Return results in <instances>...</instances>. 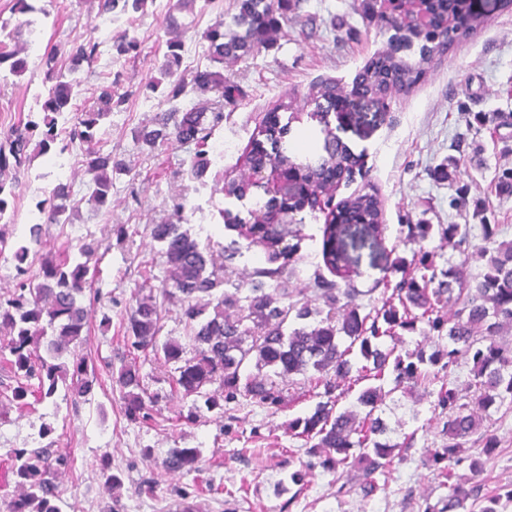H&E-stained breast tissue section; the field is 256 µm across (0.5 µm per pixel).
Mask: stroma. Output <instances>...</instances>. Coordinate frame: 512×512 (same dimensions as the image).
<instances>
[{"instance_id":"obj_1","label":"stroma","mask_w":512,"mask_h":512,"mask_svg":"<svg viewBox=\"0 0 512 512\" xmlns=\"http://www.w3.org/2000/svg\"><path fill=\"white\" fill-rule=\"evenodd\" d=\"M360 2L292 0L274 48L225 64V77L242 93L236 104L225 106L224 122L211 139L228 142L230 149L223 162L211 163L206 175L197 179L191 175L196 144L152 149L135 138L140 127L152 124L167 108L161 97L145 98L144 88L161 76L170 0H148L143 12L121 16L103 32L92 0H44L50 15L42 41L60 64H67L81 35L99 32L106 45L97 61L79 73L82 99L93 103L101 87L111 82L125 94L102 135L104 150L124 172L112 179L110 205L97 210L86 200L92 176L81 161H74L61 177L71 186L70 221L47 225L40 244L31 248L26 266L35 275L43 258L63 259L68 246L79 239L102 241L107 250L96 266V279L101 292L112 299L91 308L89 336L76 349L98 377L90 401L76 406L62 399L14 404L7 419L0 421V500L16 491L13 449L40 446L38 430L44 423L52 428L56 448L75 458L74 468L58 478L62 512H109L113 507L118 512H173L182 491L195 512H425L426 506L447 497L438 470L425 461L441 442L442 424L433 405L441 387H464L469 365L407 390L394 389L391 376L383 377L381 384L390 394L377 413L394 426L391 441L400 443L410 435L414 444L378 475V492L366 498L356 471L329 473L311 464L304 439L288 429L293 418L319 401L324 387L317 373L291 376L279 408L242 397L230 403L228 417L210 413L189 422L185 416L193 399L171 390V365L131 348L125 334L127 313L146 285L158 298L162 337L188 343L190 328L180 305L162 296L173 282L151 227L174 222L173 201L179 198L184 203L183 227L201 246L218 254L239 240L238 230L227 227L223 211L245 214L264 193L253 188L238 200L226 196L224 186L228 179L247 178L243 156L266 113L282 103L302 115L286 139L291 155L323 153V129L328 126L353 153L363 156L360 171L334 196L341 202L373 193L381 210L377 236L348 247L360 314L373 315L384 302H397L402 275L393 264L413 257L410 225L457 224L469 228L477 240L482 225L492 224L496 241H512V194L498 190L503 173L512 171V0H480L481 12L467 35L427 63H420L417 49L401 50L404 60L421 65L414 87L388 92L374 102L351 101L330 111L323 125L308 116L311 88L326 80L350 85L371 57L392 44L391 30L363 19ZM235 12V0H187L178 14L186 25L180 73L188 76L208 66L203 34L216 21L231 22ZM125 33L138 40L139 54L130 60L112 59L107 45ZM44 77V68L33 58L25 73L0 82V103L10 105L9 112L0 113L1 128L36 109ZM324 224V214H306L298 234L286 238L297 247L287 288L293 298L312 306L318 303L315 274L324 268ZM124 362L139 367L149 391L168 394L148 422L134 423L123 414L111 370ZM492 418L495 451L482 456L479 470L463 464L452 471L453 482L482 488L480 499L468 501L466 512H482L490 497L498 499V512H512V409L499 410ZM174 447L200 449L201 471L162 472L160 463ZM146 448L152 449L151 457L143 456ZM104 455L123 481L117 504L100 474ZM294 470L303 474L295 495H276L278 482ZM153 474L160 481L156 492L134 494V487Z\"/></svg>"}]
</instances>
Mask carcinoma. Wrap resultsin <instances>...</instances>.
I'll list each match as a JSON object with an SVG mask.
<instances>
[{"instance_id": "1", "label": "carcinoma", "mask_w": 512, "mask_h": 512, "mask_svg": "<svg viewBox=\"0 0 512 512\" xmlns=\"http://www.w3.org/2000/svg\"><path fill=\"white\" fill-rule=\"evenodd\" d=\"M40 0H15L13 10L26 16L14 26L0 22V71L8 69L11 75H20L28 68V59L6 50V41H19L31 34V26L41 25L49 11L38 5ZM99 12L109 15L137 13L147 0H92ZM238 13L232 17L233 29L224 31V22H217L204 38L208 42L211 63L238 61L262 48L274 44L279 34L280 18L288 12L290 0H237ZM362 15L370 23L392 29L398 39L410 45L418 40L421 59L448 49L444 25L448 14V0H434L433 13L439 15V24L426 34L405 19L385 16L376 0H362ZM181 9V3L169 7L170 33L168 54L163 65L162 80L152 81L147 90L160 93L170 108L160 113L147 126L137 131L136 139L154 148L175 141L177 143L205 144L212 129L224 121V104H231L241 94L240 88L224 80L219 70L205 69L192 78L176 76L181 62L183 42L182 24L172 14ZM100 42L89 36L82 39L70 57L67 69L57 67L49 53L41 57L46 68L44 90L37 95L40 110L28 113L6 130L0 131V223L13 224L16 220L14 201L19 177L31 174L33 157L28 152L32 138L38 136V154H47L59 142V153L71 151L74 146L87 145L83 163L94 174L93 188L88 201L104 207L112 195V173L123 168L112 163V153L95 147L94 141L100 123L108 118L113 108L125 102V95L117 93L108 84L100 89L97 104L78 111L76 102L82 96L80 83L71 77L83 64L93 63L100 54ZM135 38H120L113 44L117 58L136 57ZM362 78L378 87L388 80L400 89L410 88L418 78V70L394 55L373 58ZM195 88H211L219 93L210 113L191 109L182 110L181 99ZM310 100L323 109L336 108V85L322 83L314 87ZM271 149H266L264 142ZM337 159L344 163L347 173H353L358 158L346 147L331 144V151L321 159L326 164ZM250 167L265 163L296 165L286 154L283 143L267 136L255 139L245 157ZM324 171L295 170L292 189L266 201H256L249 215L262 213L265 223L253 229L259 239L267 242L266 258L269 266L256 271L246 286L235 285L219 292L226 281L218 276L213 254L200 248L196 239L181 230L179 224H156L152 238L162 244L175 290H163V296L180 302L182 314L192 330V356L173 339L159 341L162 330L161 311L156 297L148 293L137 296L136 304L127 319L126 332L131 347L161 356L173 366L172 386L195 396V404L185 419L197 421L203 411H222L221 402L231 403L244 395L257 403L276 407L283 399L280 382L292 375H306L314 371L325 378L324 400L316 403L313 411L294 418L289 424L296 435L310 443L306 453L316 459L321 468L337 472L356 467L360 470V489L370 497L379 489L376 475L395 457V451L408 450L412 441L402 444L382 441L379 436L388 431L387 424L374 416L383 399V387L368 386L356 398V410L333 413L338 402L335 382L329 375L346 377L357 372L380 377L390 368L394 375V389L415 386L439 376H447L461 362L472 364L471 379L464 388L442 389L437 394L434 409L442 421L441 444L431 451L432 461L440 465L441 477L448 479L456 465L463 461L479 469V460L469 448H480L489 455L497 448L495 438L480 432L483 418L469 413L474 405L484 413L512 407V344L497 340L502 328L512 325V242L494 241V228L481 225L483 244H476L460 226L439 225L448 240H457L462 260L453 271H445V279L436 280V273L412 275L402 279L397 288L404 297L402 308L384 306L375 317L360 316L356 300L359 290L350 285L340 286L322 274L315 276L316 293L322 306L292 300L284 282L288 279V252L279 250V244L288 231L274 222L275 215L284 210H315L320 204L330 203L334 188L323 187ZM71 192L69 185L58 182L38 200L45 213V223L69 222ZM354 209L343 208L331 213V222L325 225L322 239V260L326 269L340 272L341 224L367 216L373 229L380 226L377 198L365 193L350 201ZM95 253L94 243L84 242L61 261L46 258L41 275L20 281L16 291L7 298L0 297V363L13 374L15 386L7 401L22 403L32 395L39 402L53 399L64 389V399L73 404L88 401L98 383L95 370L83 358L68 359L70 346L83 340L87 334L89 301H100V291L87 288L89 262ZM480 262L485 272L478 278L468 275L471 262ZM437 283L432 288L430 284ZM448 301L458 309L452 325L438 317L432 318L435 307ZM212 312H207V308ZM418 309L420 315L411 314ZM427 318L430 330L437 333V342L431 347L417 343L402 353L386 348L381 339L392 337L396 330L412 332L419 318ZM348 345H343V342ZM265 375H243L249 363ZM218 384L221 396L207 390ZM116 384L119 387L125 417L131 422L150 418V406L158 395L148 392L139 369L121 365ZM365 411L359 417L358 410ZM13 475L18 493L4 501L5 512H62L58 502L61 491L58 475L72 469L74 459L54 448L49 442L37 448L13 450ZM201 460L198 448H170L162 459L167 472L197 471ZM481 487L466 489L449 485L448 498L429 507L430 512H461L467 500L479 498Z\"/></svg>"}]
</instances>
